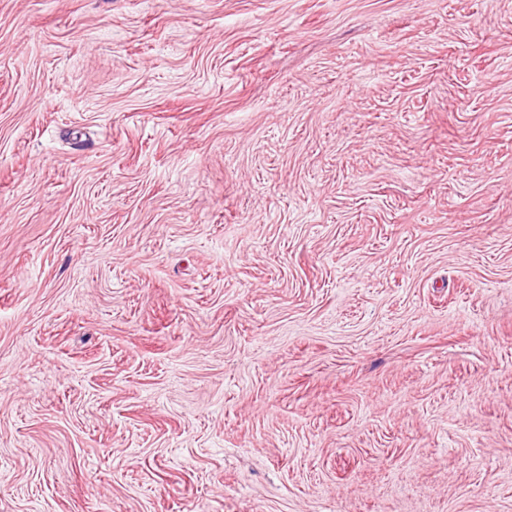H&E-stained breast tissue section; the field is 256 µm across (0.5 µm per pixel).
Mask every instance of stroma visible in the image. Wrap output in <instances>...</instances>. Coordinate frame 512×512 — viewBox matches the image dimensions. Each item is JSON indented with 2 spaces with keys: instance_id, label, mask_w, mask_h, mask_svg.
Instances as JSON below:
<instances>
[{
  "instance_id": "1",
  "label": "stroma",
  "mask_w": 512,
  "mask_h": 512,
  "mask_svg": "<svg viewBox=\"0 0 512 512\" xmlns=\"http://www.w3.org/2000/svg\"><path fill=\"white\" fill-rule=\"evenodd\" d=\"M0 512H512V0H0Z\"/></svg>"
}]
</instances>
